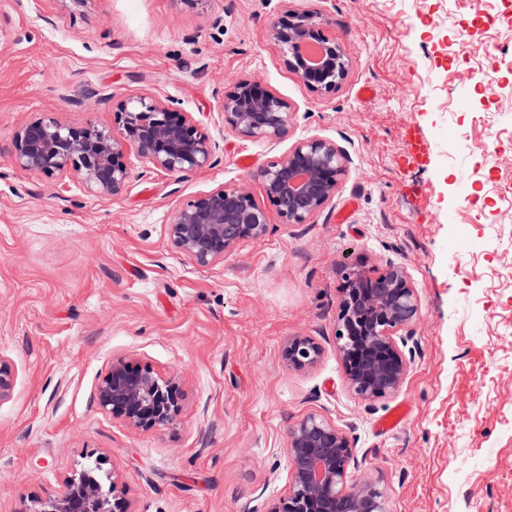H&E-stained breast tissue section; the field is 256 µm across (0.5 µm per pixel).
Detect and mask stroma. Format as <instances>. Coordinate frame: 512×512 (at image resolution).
<instances>
[{
  "instance_id": "35a3bbf8",
  "label": "stroma",
  "mask_w": 512,
  "mask_h": 512,
  "mask_svg": "<svg viewBox=\"0 0 512 512\" xmlns=\"http://www.w3.org/2000/svg\"><path fill=\"white\" fill-rule=\"evenodd\" d=\"M483 9L493 26L470 0H0L24 32L0 43V358L16 373L0 403V512L95 460L131 512H265L290 490L286 430L311 413L348 434L387 512H512V8ZM287 10L326 16L349 61L336 90L286 68L268 26ZM228 78L288 101L286 138L225 131ZM140 94L190 113L216 162L179 179L126 154L133 176L114 198L13 168L25 123L112 131L116 104ZM311 136L336 143L348 175L310 223L271 212L266 237L214 266L173 250L178 208L223 184L268 208L258 170ZM390 262L419 298L410 367L363 401L336 348L338 269L374 277ZM291 336L321 347L313 367L285 366ZM118 356L180 376L173 427L135 431L98 408Z\"/></svg>"
}]
</instances>
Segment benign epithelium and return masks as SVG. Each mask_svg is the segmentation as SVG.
I'll use <instances>...</instances> for the list:
<instances>
[{"label":"benign epithelium","instance_id":"benign-epithelium-1","mask_svg":"<svg viewBox=\"0 0 512 512\" xmlns=\"http://www.w3.org/2000/svg\"><path fill=\"white\" fill-rule=\"evenodd\" d=\"M325 20L311 13L285 12L270 23L269 36L284 52L286 68L311 90L330 92L345 79L348 62L340 46L322 34ZM320 53L312 59L305 47ZM224 128L250 140L288 136L293 112L288 101L258 82L235 81L219 98ZM117 132L93 125L69 127L55 118H38L20 127L12 138L14 169L61 183L75 180L99 196H118L132 171L128 151L169 175L186 178L214 163L219 145L192 116L164 102L140 95L117 104ZM347 175V158L336 144L317 137L296 142L288 152L257 173L268 200L284 224H308L336 196ZM269 215L244 185H222L180 207L166 233L172 247L200 266L224 262L243 241L263 238ZM344 288L335 336L345 382L368 401L396 392L409 365L400 346L413 336L419 315L416 289L406 269L396 263L372 278L361 267L342 272ZM321 348L311 338L292 336L282 357L290 369L315 365ZM15 384L12 365L0 359V402ZM99 408L133 430L163 432L180 415L186 393L176 374L161 376L134 366L124 357L112 359L98 383ZM291 476L288 497L267 512H386L377 481H351L355 462L347 433L325 418L308 414L286 432ZM117 480L101 475L100 463L66 477L53 497L34 499L23 512H130L119 497Z\"/></svg>","mask_w":512,"mask_h":512}]
</instances>
